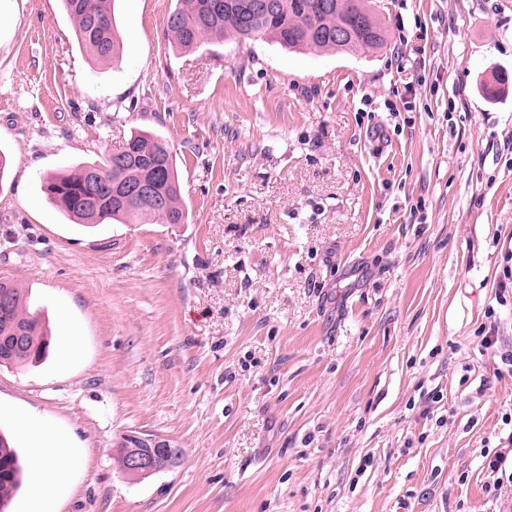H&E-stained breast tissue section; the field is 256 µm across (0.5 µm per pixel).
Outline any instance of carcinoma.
Here are the masks:
<instances>
[{"label":"carcinoma","instance_id":"cac0c4a2","mask_svg":"<svg viewBox=\"0 0 512 512\" xmlns=\"http://www.w3.org/2000/svg\"><path fill=\"white\" fill-rule=\"evenodd\" d=\"M75 23L78 43L99 62L114 59L120 38L112 19L113 0H62ZM214 0H177L167 21L174 44L193 50L220 38L240 41L270 37L294 50L359 53L378 50L388 41V30L370 8V0H270V11L256 10V0H223L217 11ZM127 152L110 153L99 161L72 167L45 182V194L80 224L125 223L152 220L181 224L180 185L169 144L148 133H133L125 140ZM161 182V202L150 199L125 203L113 188L141 180ZM0 295L7 298L12 317L0 320V366L24 367L48 353L50 331L30 315L18 285L0 281ZM26 482L22 456L11 438L0 430V512L10 507Z\"/></svg>","mask_w":512,"mask_h":512}]
</instances>
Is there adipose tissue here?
<instances>
[{"instance_id": "adipose-tissue-1", "label": "adipose tissue", "mask_w": 512, "mask_h": 512, "mask_svg": "<svg viewBox=\"0 0 512 512\" xmlns=\"http://www.w3.org/2000/svg\"><path fill=\"white\" fill-rule=\"evenodd\" d=\"M18 434L29 444L30 512H55L53 495L66 493L78 470L80 451L57 433H47L43 423L24 419Z\"/></svg>"}]
</instances>
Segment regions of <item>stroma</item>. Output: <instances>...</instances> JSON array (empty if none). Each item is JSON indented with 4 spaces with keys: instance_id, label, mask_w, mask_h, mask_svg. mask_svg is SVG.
Returning <instances> with one entry per match:
<instances>
[{
    "instance_id": "35a3bbf8",
    "label": "stroma",
    "mask_w": 512,
    "mask_h": 512,
    "mask_svg": "<svg viewBox=\"0 0 512 512\" xmlns=\"http://www.w3.org/2000/svg\"><path fill=\"white\" fill-rule=\"evenodd\" d=\"M175 7L115 0L104 65L61 0H0V280L52 332L0 430L80 448L58 512H512V0H377L357 54L184 51ZM138 130L184 222L74 224L46 179ZM131 430L180 464L125 477Z\"/></svg>"
}]
</instances>
